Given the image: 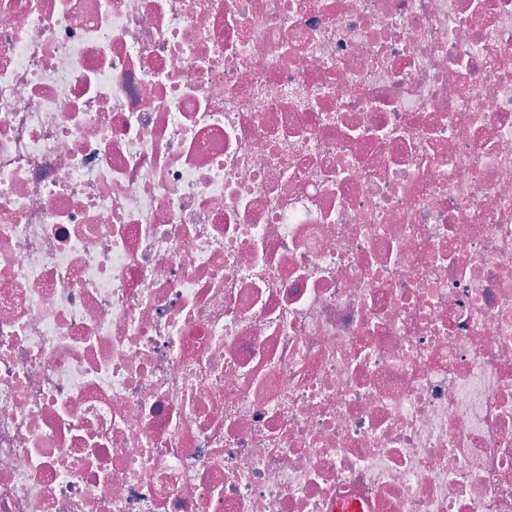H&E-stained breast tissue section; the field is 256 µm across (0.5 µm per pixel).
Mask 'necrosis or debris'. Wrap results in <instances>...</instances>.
Returning a JSON list of instances; mask_svg holds the SVG:
<instances>
[{"label": "necrosis or debris", "instance_id": "1", "mask_svg": "<svg viewBox=\"0 0 512 512\" xmlns=\"http://www.w3.org/2000/svg\"><path fill=\"white\" fill-rule=\"evenodd\" d=\"M512 512V0H0V512Z\"/></svg>", "mask_w": 512, "mask_h": 512}]
</instances>
